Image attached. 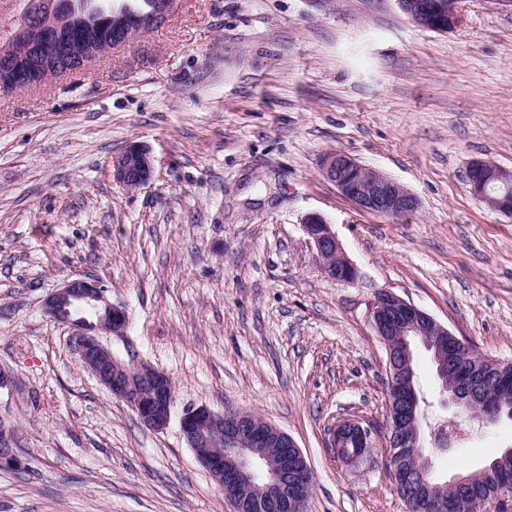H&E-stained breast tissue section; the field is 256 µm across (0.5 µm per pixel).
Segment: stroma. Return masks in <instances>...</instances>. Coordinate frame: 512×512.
Instances as JSON below:
<instances>
[{
	"label": "stroma",
	"mask_w": 512,
	"mask_h": 512,
	"mask_svg": "<svg viewBox=\"0 0 512 512\" xmlns=\"http://www.w3.org/2000/svg\"><path fill=\"white\" fill-rule=\"evenodd\" d=\"M461 25L417 27L398 0H179L161 27L85 68L0 93V419L23 473L0 512H232L189 448L188 407L256 413L313 473L308 512H407L390 475L382 293L512 364V218L475 198L474 160L512 169V7L461 0ZM155 173L112 178L126 146ZM341 151L399 182L417 213L358 208L322 174ZM322 215L357 271L329 277L302 227ZM96 280L128 318L102 342L174 387L149 429L42 313ZM429 424L472 438L431 453L441 478L512 448V420L457 412L415 345ZM341 419L374 442L357 466L327 448ZM153 173V159L140 145L131 144L112 158V177L126 188L145 186Z\"/></svg>",
	"instance_id": "obj_1"
}]
</instances>
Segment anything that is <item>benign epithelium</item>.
Here are the masks:
<instances>
[{
    "mask_svg": "<svg viewBox=\"0 0 512 512\" xmlns=\"http://www.w3.org/2000/svg\"><path fill=\"white\" fill-rule=\"evenodd\" d=\"M401 9L418 27L447 32L461 22L458 11L448 13L440 0H398ZM176 8L172 0H159V6L146 16L130 17L110 0H28L23 18L8 43H0V90L18 88L17 79L34 68L46 66L43 78L54 74L57 65L51 57L33 54L47 41L74 27H85L91 15H104L115 46L134 43L142 34L168 21ZM89 38L68 45V57L85 62L91 57ZM324 176L341 195L362 210L391 217L411 216L419 209L417 197L397 181L375 168L363 165L343 152L327 155L322 163ZM154 173L153 159L142 146L131 144L112 158V177L126 188L145 186ZM466 178L474 196L507 217L512 216V170L472 161ZM303 229L324 261V270L338 281L356 277L354 266L345 257L341 244L327 220L317 214L305 215ZM43 314L51 320L71 326L72 348L85 368L113 395L131 407L147 427L167 428L174 403L168 375L147 362H126L104 353L99 340L102 333L121 336L125 332V312L112 305L106 289L95 280L74 279L46 296ZM371 321L376 335L390 336L387 365L392 400L399 413L389 429L393 448V476L403 480L404 472L419 466L422 435L417 418L418 399L409 372L413 347L420 343L433 351L438 376L452 402L472 417L490 424L500 418L507 400L484 399L485 376L476 372L461 374L450 381L443 372L441 359L453 357L461 340L432 315L394 294H381L373 303ZM180 428L199 462L212 472L219 484L230 478L238 483L258 468L264 480L250 483L249 501L253 512L284 508L287 512H305L310 486L290 477L289 461L307 465L295 440L262 417L251 413H217L204 405L186 408ZM328 447L337 457L354 464L373 447L370 431L355 420L337 422L329 433ZM471 475H458L442 484L429 485L425 509L428 512H452L456 489L470 483Z\"/></svg>",
    "mask_w": 512,
    "mask_h": 512,
    "instance_id": "benign-epithelium-1",
    "label": "benign epithelium"
}]
</instances>
